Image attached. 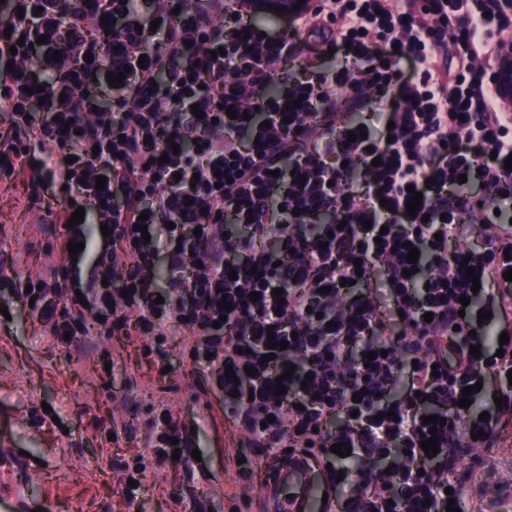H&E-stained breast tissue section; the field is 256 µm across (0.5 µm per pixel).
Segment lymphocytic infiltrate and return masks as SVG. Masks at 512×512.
I'll return each mask as SVG.
<instances>
[{
	"label": "lymphocytic infiltrate",
	"instance_id": "1",
	"mask_svg": "<svg viewBox=\"0 0 512 512\" xmlns=\"http://www.w3.org/2000/svg\"><path fill=\"white\" fill-rule=\"evenodd\" d=\"M318 2L283 27L258 22L256 0H0V174L53 191L64 227L42 275L0 267V306H26L58 345L92 321L148 346L180 337L251 445L330 466L345 512H468L451 474L512 422V113L485 79L512 17L497 0ZM305 34L337 66L308 65ZM462 222L481 248L446 239ZM99 225L93 285L75 291L67 245ZM271 339L288 347L269 361ZM182 436L160 408L156 464ZM340 442L350 456L331 453Z\"/></svg>",
	"mask_w": 512,
	"mask_h": 512
}]
</instances>
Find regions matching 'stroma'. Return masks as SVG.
Here are the masks:
<instances>
[{
    "instance_id": "stroma-1",
    "label": "stroma",
    "mask_w": 512,
    "mask_h": 512,
    "mask_svg": "<svg viewBox=\"0 0 512 512\" xmlns=\"http://www.w3.org/2000/svg\"><path fill=\"white\" fill-rule=\"evenodd\" d=\"M27 179L0 178V258L24 273L49 265L57 233ZM170 365L159 375L160 365ZM168 407L189 431V450L159 469L147 466L135 499H127V466L144 451V425ZM7 436L22 472L0 471V488L46 501L48 512H260L267 477L263 449L218 411L208 370L179 337L153 354L136 338L104 329L71 346L37 335L26 309L0 321V436ZM199 457H192V450ZM468 459L477 479H463L466 497L512 512V426Z\"/></svg>"
}]
</instances>
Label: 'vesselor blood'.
<instances>
[{"instance_id":"vessel-or-blood-1","label":"vessel or blood","mask_w":512,"mask_h":512,"mask_svg":"<svg viewBox=\"0 0 512 512\" xmlns=\"http://www.w3.org/2000/svg\"><path fill=\"white\" fill-rule=\"evenodd\" d=\"M327 489L319 468L296 454L274 470L265 494L275 512H338L336 500L325 496Z\"/></svg>"}]
</instances>
